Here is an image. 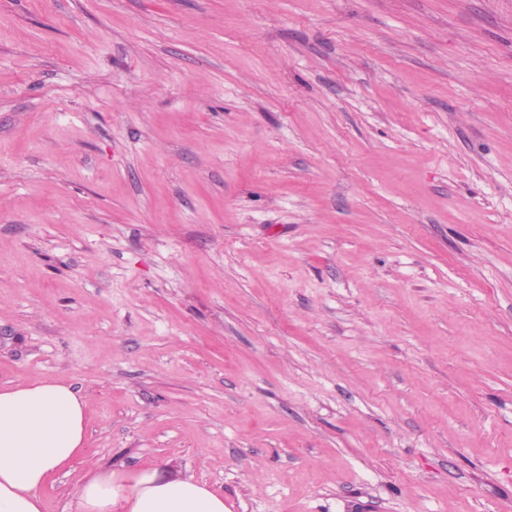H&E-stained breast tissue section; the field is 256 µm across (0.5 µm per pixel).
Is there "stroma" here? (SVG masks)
Segmentation results:
<instances>
[{
	"label": "stroma",
	"mask_w": 512,
	"mask_h": 512,
	"mask_svg": "<svg viewBox=\"0 0 512 512\" xmlns=\"http://www.w3.org/2000/svg\"><path fill=\"white\" fill-rule=\"evenodd\" d=\"M228 512H512V0H0V387Z\"/></svg>",
	"instance_id": "1"
}]
</instances>
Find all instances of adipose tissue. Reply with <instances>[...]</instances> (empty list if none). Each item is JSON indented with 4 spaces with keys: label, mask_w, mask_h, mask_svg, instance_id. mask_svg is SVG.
<instances>
[{
    "label": "adipose tissue",
    "mask_w": 512,
    "mask_h": 512,
    "mask_svg": "<svg viewBox=\"0 0 512 512\" xmlns=\"http://www.w3.org/2000/svg\"><path fill=\"white\" fill-rule=\"evenodd\" d=\"M85 407L60 381L0 388V512H44L47 483L84 454ZM72 497L75 512H228L206 483L156 464L90 465Z\"/></svg>",
    "instance_id": "ef3b65f1"
}]
</instances>
